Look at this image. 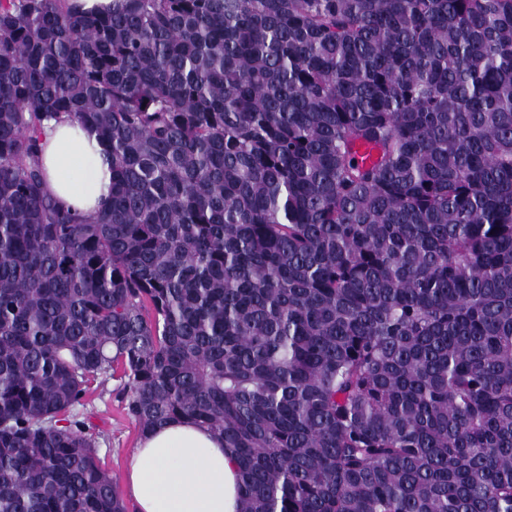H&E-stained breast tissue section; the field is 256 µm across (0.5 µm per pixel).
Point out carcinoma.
Here are the masks:
<instances>
[{
  "label": "carcinoma",
  "mask_w": 512,
  "mask_h": 512,
  "mask_svg": "<svg viewBox=\"0 0 512 512\" xmlns=\"http://www.w3.org/2000/svg\"><path fill=\"white\" fill-rule=\"evenodd\" d=\"M118 371L237 512H512V0H0V512H128L77 411ZM109 147L67 114L44 122L37 160L46 190L65 208L94 216L112 204Z\"/></svg>",
  "instance_id": "obj_1"
}]
</instances>
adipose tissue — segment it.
Returning <instances> with one entry per match:
<instances>
[{"label": "adipose tissue", "mask_w": 512, "mask_h": 512, "mask_svg": "<svg viewBox=\"0 0 512 512\" xmlns=\"http://www.w3.org/2000/svg\"><path fill=\"white\" fill-rule=\"evenodd\" d=\"M109 147L69 115L45 122L37 160L46 190L63 206L94 216L112 204ZM127 482L137 512H236L240 476L217 434L179 418L148 431Z\"/></svg>", "instance_id": "adipose-tissue-1"}]
</instances>
